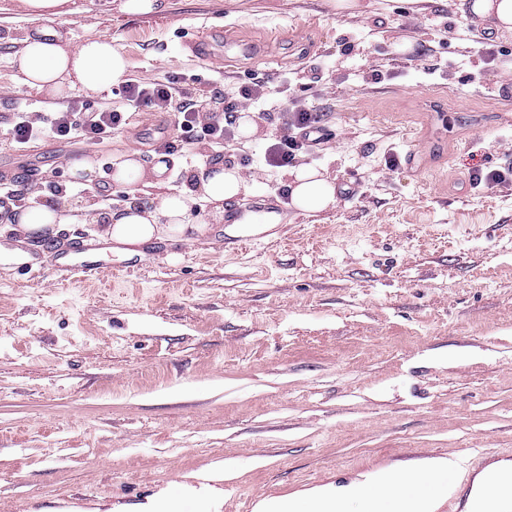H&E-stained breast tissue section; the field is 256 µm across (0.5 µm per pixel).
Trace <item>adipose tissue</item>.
<instances>
[{"label": "adipose tissue", "mask_w": 512, "mask_h": 512, "mask_svg": "<svg viewBox=\"0 0 512 512\" xmlns=\"http://www.w3.org/2000/svg\"><path fill=\"white\" fill-rule=\"evenodd\" d=\"M17 84L56 95L73 89L101 94L123 82L128 64L112 40L103 36L67 50L51 34L27 39L17 55ZM167 170L165 161H157L151 172H144L133 157L118 163L111 180L126 191L122 208H99L90 215L88 207L62 198L56 205L19 208L15 221L26 235H54L63 225L98 224L100 241L126 257L139 255L142 247L159 240L193 242L208 235L213 225L223 223L227 205L252 193L253 187L238 166L214 164L194 177L183 193L165 197L157 206H149L136 195V185L145 175L159 179ZM289 205L303 213L324 211L336 205V184L320 170L299 165L288 170ZM203 197L210 206L207 221H187L190 203ZM453 464L432 459L415 473L378 471L366 482L342 486L326 485L313 490L261 501L260 512H346L352 501H361L363 512H437L440 494L435 484L446 480ZM512 491V466L493 465L475 480L469 497V512H501L508 492ZM218 499L208 485L195 488L183 485L177 491L150 500L144 512H216Z\"/></svg>", "instance_id": "ef3b65f1"}]
</instances>
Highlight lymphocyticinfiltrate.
I'll list each match as a JSON object with an SVG mask.
<instances>
[{"instance_id":"obj_1","label":"lymphocytic infiltrate","mask_w":512,"mask_h":512,"mask_svg":"<svg viewBox=\"0 0 512 512\" xmlns=\"http://www.w3.org/2000/svg\"><path fill=\"white\" fill-rule=\"evenodd\" d=\"M239 95L246 102L271 100L272 111L282 117L281 133L265 150V159L271 166L288 167L308 154L304 132L324 118L312 102L289 98L283 90L273 91L269 81L259 77L241 87ZM143 109L177 113L185 139L206 143L216 152L235 135L237 115L235 109L224 106L222 79H214L210 96L201 98L186 92L176 76L128 79L123 87V105L118 109H93L74 102L57 112L36 114L25 102H18L8 133L20 149L44 137L61 141L79 138L94 144L126 128L131 113Z\"/></svg>"}]
</instances>
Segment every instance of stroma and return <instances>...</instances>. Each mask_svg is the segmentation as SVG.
I'll use <instances>...</instances> for the list:
<instances>
[{
	"mask_svg": "<svg viewBox=\"0 0 512 512\" xmlns=\"http://www.w3.org/2000/svg\"><path fill=\"white\" fill-rule=\"evenodd\" d=\"M160 2L129 15L122 0H73L70 14L34 19L0 0V180L35 167L30 193L70 182L72 200L116 208L127 195L114 165L132 153L144 170L155 162L153 142L129 129L22 153L4 134L19 97L38 112L72 98L121 104L118 85L66 97L16 88L26 39L63 25L72 50L111 38L132 77L177 73L204 94L222 74L228 104L270 69L292 97L319 94L337 139L303 161L357 194L313 214L288 208L284 169L264 161L272 112L224 146V163L253 185L236 213L276 222L247 244L222 223L126 259L100 246L96 225H66L48 242L9 231L12 213L0 212V512H135L205 482L220 512H257L425 458L455 462L438 512H465L475 477L512 463V183L469 181L476 168L512 167V110L499 104L512 68L487 64L488 30L460 0H359L351 16L333 0ZM211 29L253 54L201 64L188 43ZM410 150L425 170L405 165ZM208 151L183 141L163 188L139 198L179 194ZM87 157L88 191L69 169ZM77 235L131 275L58 285L45 246ZM13 249L35 277L17 276Z\"/></svg>",
	"mask_w": 512,
	"mask_h": 512,
	"instance_id": "35a3bbf8",
	"label": "stroma"
}]
</instances>
